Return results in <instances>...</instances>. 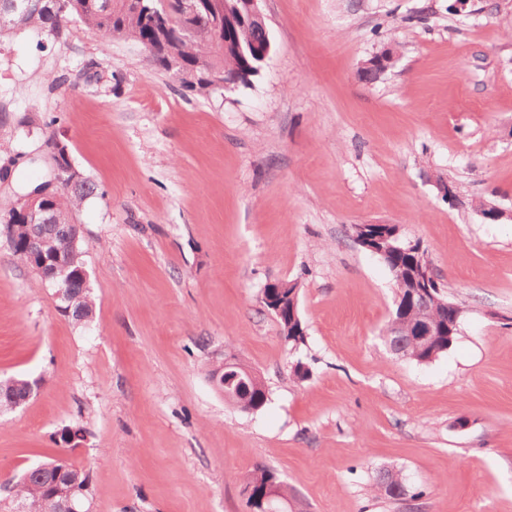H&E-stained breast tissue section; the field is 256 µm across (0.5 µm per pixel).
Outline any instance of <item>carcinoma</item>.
Returning a JSON list of instances; mask_svg holds the SVG:
<instances>
[{
  "instance_id": "obj_1",
  "label": "carcinoma",
  "mask_w": 512,
  "mask_h": 512,
  "mask_svg": "<svg viewBox=\"0 0 512 512\" xmlns=\"http://www.w3.org/2000/svg\"><path fill=\"white\" fill-rule=\"evenodd\" d=\"M198 14L186 13L183 0H0V38L12 32L34 29L57 37L72 20H78L107 41L131 40L149 49L146 59L154 68L162 71L183 90L197 96L207 97L228 89L234 91L250 84L262 62L258 60L256 48L272 40L268 26L255 24L237 33L224 34V17L217 14L208 0H198ZM229 81L226 88L220 83ZM36 187H28L15 198L0 202V228L14 225L17 243L10 246L14 259L28 265L27 249L23 242L28 235V217L23 212L22 199ZM96 187L88 179L72 180V174H62L61 187L49 201L51 218L49 224L35 226L36 235L47 251L72 256V265L64 279L68 288L65 307L69 317L80 324L93 314L95 301L90 285L80 274L85 268L82 245H73L74 228L68 225L74 211L91 195ZM390 272L395 291L405 288L401 276L418 264L431 265L426 251L410 246L402 237L392 241V247L381 258ZM436 317L463 316L464 310L457 303L432 289L426 301ZM283 338L292 348L305 343V328L302 319L292 320L288 311L277 318ZM385 343L391 353L406 349L415 355L413 361L426 363L448 351V337L439 336L434 349L415 352L410 336H393L385 328ZM31 381L22 377L0 380V412L14 409V405L26 399ZM41 465L26 470L12 483L11 498L24 502L26 512H56L55 503L47 496L40 480ZM380 490L394 500L407 496V487L402 474L388 470L380 477ZM244 489L250 492L247 499L255 512L262 509V500L273 492L288 497V489L275 473L265 466L256 467L246 478Z\"/></svg>"
}]
</instances>
